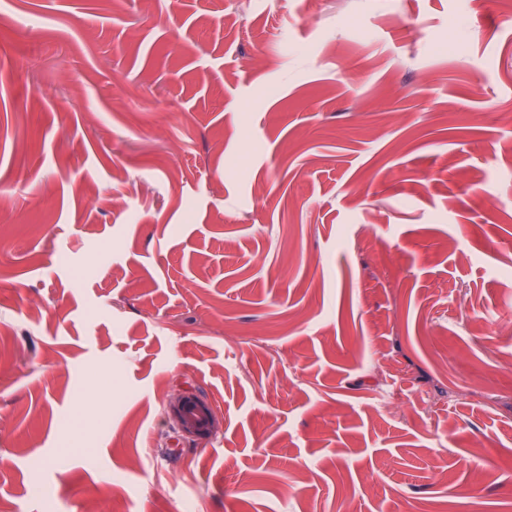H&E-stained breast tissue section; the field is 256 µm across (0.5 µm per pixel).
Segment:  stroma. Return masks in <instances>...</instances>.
Listing matches in <instances>:
<instances>
[{"instance_id": "35a3bbf8", "label": "stroma", "mask_w": 512, "mask_h": 512, "mask_svg": "<svg viewBox=\"0 0 512 512\" xmlns=\"http://www.w3.org/2000/svg\"><path fill=\"white\" fill-rule=\"evenodd\" d=\"M315 2L0 0V512H512V28ZM180 431L191 439H208L218 429L219 421L213 408L194 395L181 397L171 407Z\"/></svg>"}]
</instances>
